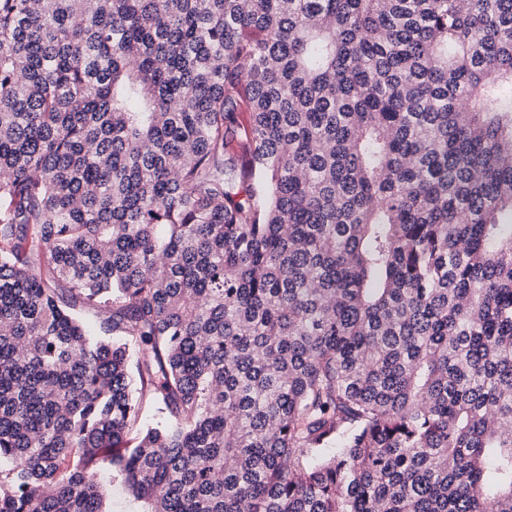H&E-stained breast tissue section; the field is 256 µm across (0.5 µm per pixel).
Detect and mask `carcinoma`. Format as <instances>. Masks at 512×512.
Wrapping results in <instances>:
<instances>
[{"label": "carcinoma", "mask_w": 512, "mask_h": 512, "mask_svg": "<svg viewBox=\"0 0 512 512\" xmlns=\"http://www.w3.org/2000/svg\"><path fill=\"white\" fill-rule=\"evenodd\" d=\"M2 463L0 512H512V0H0ZM111 472H105L104 476L107 480V487L109 489V495L111 499L112 512H138L141 510L140 503L134 501L124 490L120 479H116L113 482L110 479Z\"/></svg>", "instance_id": "cac0c4a2"}]
</instances>
